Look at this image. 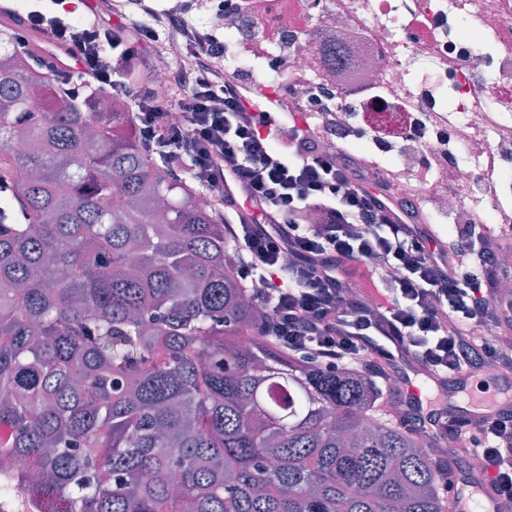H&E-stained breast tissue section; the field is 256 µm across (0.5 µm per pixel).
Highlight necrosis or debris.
I'll return each instance as SVG.
<instances>
[{
  "mask_svg": "<svg viewBox=\"0 0 512 512\" xmlns=\"http://www.w3.org/2000/svg\"><path fill=\"white\" fill-rule=\"evenodd\" d=\"M262 44L236 14L215 19L231 51L256 80L294 94L312 84L361 86L353 113L372 141L402 145L382 156L381 175L411 196L434 197L462 224L501 229L512 215V171L493 165L512 152V0H267ZM340 31L355 67L328 77L314 32ZM450 131L453 156L434 147Z\"/></svg>",
  "mask_w": 512,
  "mask_h": 512,
  "instance_id": "necrosis-or-debris-1",
  "label": "necrosis or debris"
}]
</instances>
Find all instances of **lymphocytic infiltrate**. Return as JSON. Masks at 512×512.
Returning <instances> with one entry per match:
<instances>
[{
    "mask_svg": "<svg viewBox=\"0 0 512 512\" xmlns=\"http://www.w3.org/2000/svg\"><path fill=\"white\" fill-rule=\"evenodd\" d=\"M127 2L112 28L33 9L25 30L77 54L80 70L58 73L61 84L129 97L142 143L221 206L240 254L237 276L261 283L255 299L289 351L326 370L361 367L362 333L372 328L402 337L440 375L512 373V345L499 341L512 327V296L498 291L507 274L498 256L512 237L457 224L440 241L417 201L382 192L377 170L357 162L353 146L364 132L340 125L335 91L263 93L249 69L216 67L227 46L213 29L184 10H156L153 0ZM143 14L152 25L140 23ZM163 34L181 60L160 99L127 75L144 73L141 46ZM174 109L182 122L171 121ZM477 433L470 454L491 470L498 500L512 498V412Z\"/></svg>",
    "mask_w": 512,
    "mask_h": 512,
    "instance_id": "f902f5d3",
    "label": "lymphocytic infiltrate"
}]
</instances>
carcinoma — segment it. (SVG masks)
Wrapping results in <instances>:
<instances>
[{
	"label": "carcinoma",
	"instance_id": "obj_1",
	"mask_svg": "<svg viewBox=\"0 0 512 512\" xmlns=\"http://www.w3.org/2000/svg\"><path fill=\"white\" fill-rule=\"evenodd\" d=\"M0 462L41 512H453L384 387L295 357L224 213L0 26ZM323 62L351 65L340 39Z\"/></svg>",
	"mask_w": 512,
	"mask_h": 512
}]
</instances>
